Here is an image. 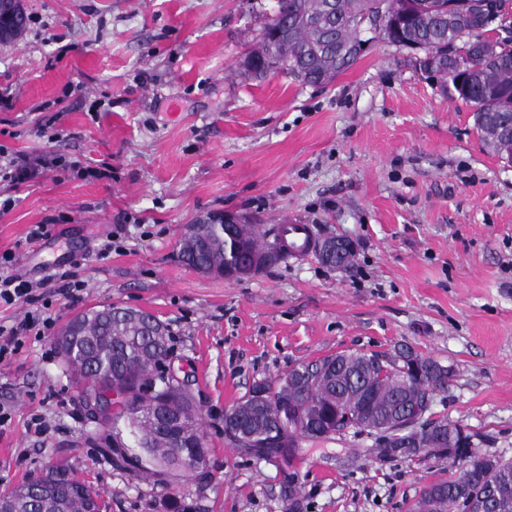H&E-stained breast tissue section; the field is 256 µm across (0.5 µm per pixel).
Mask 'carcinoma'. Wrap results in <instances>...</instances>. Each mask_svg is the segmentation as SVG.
I'll return each mask as SVG.
<instances>
[{
  "mask_svg": "<svg viewBox=\"0 0 512 512\" xmlns=\"http://www.w3.org/2000/svg\"><path fill=\"white\" fill-rule=\"evenodd\" d=\"M277 0L273 15L264 19L258 47L243 62L253 78L270 74L266 61L277 57V71L302 84L327 87L364 55L365 32L380 24L381 39L414 52L411 62L419 70L450 85L451 94L469 104L474 125L488 148L512 164V42L494 40L486 33L501 18L504 0ZM259 252L280 246L279 237L268 241L255 224L235 227V238L219 239L213 230L204 237L183 239L180 261L196 270H217L235 261L234 242ZM100 310L76 315L81 335L57 337L66 364L81 385L80 404L88 407L104 392L112 391L119 408L98 425L112 431L116 465L130 463L122 449L128 436L146 462L141 468L169 485V473L154 469L176 448L205 445V434L195 419L169 428L150 416L153 401L164 399L171 415H185L194 397L185 379L172 374V351L167 326L161 333H140L116 314L99 319ZM428 364L417 380L404 375L402 366L412 356ZM438 361L400 345L389 352H342L313 364H302L272 385L252 386L248 395L224 419V436L245 447L238 433L255 436L264 444L257 451L295 445L291 418L281 422L283 433H272L269 418L274 404L309 410L308 425L317 432L341 435L349 430L370 434L368 428L401 421L411 426L419 442L393 451L374 442L370 453L379 459L437 458L458 467L448 478L426 485L413 512H512V459L497 454L478 455L472 447L454 448L459 425L447 419L417 416L424 399H433L448 387L450 369ZM357 408L360 421L346 426L336 421V405ZM0 503L9 512H102L105 504L90 484L50 468L35 480L0 491Z\"/></svg>",
  "mask_w": 512,
  "mask_h": 512,
  "instance_id": "cac0c4a2",
  "label": "carcinoma"
}]
</instances>
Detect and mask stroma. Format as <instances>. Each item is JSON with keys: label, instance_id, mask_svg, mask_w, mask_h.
Instances as JSON below:
<instances>
[{"label": "stroma", "instance_id": "1", "mask_svg": "<svg viewBox=\"0 0 512 512\" xmlns=\"http://www.w3.org/2000/svg\"><path fill=\"white\" fill-rule=\"evenodd\" d=\"M32 22L0 46V147L60 166L18 187L0 254L45 280L53 319L0 362V490L62 466L108 512H410L447 461L381 460L353 433L298 440L290 460L224 437V414L259 381L340 352L405 343L451 367L433 418L479 453L512 457V165L469 105L375 40L325 88L241 63L277 0H24ZM223 210L260 230L282 219L345 237L352 264L285 258L240 280L177 259L184 225ZM35 224L50 235L28 241ZM111 241L107 257L98 251ZM82 281L75 298L49 274ZM115 305L156 315L204 413L205 478L162 487L113 466L76 403L55 339L75 315Z\"/></svg>", "mask_w": 512, "mask_h": 512}]
</instances>
